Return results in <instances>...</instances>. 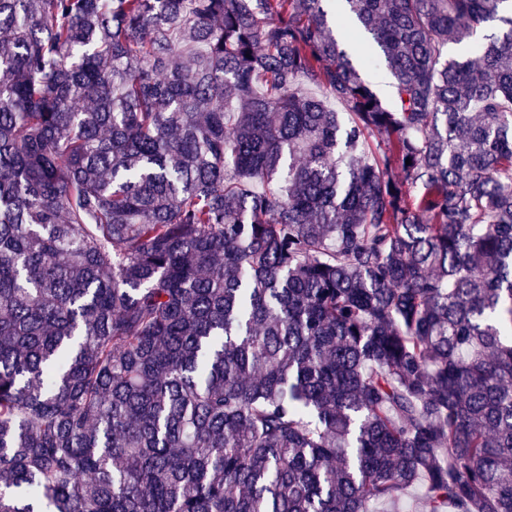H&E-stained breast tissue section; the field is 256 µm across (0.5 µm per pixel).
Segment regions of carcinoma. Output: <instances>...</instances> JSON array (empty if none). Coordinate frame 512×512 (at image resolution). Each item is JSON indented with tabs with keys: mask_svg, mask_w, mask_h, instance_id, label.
Instances as JSON below:
<instances>
[{
	"mask_svg": "<svg viewBox=\"0 0 512 512\" xmlns=\"http://www.w3.org/2000/svg\"><path fill=\"white\" fill-rule=\"evenodd\" d=\"M417 487L512 512V0H0V512ZM364 77L372 83L377 93L389 103L393 98L391 79L384 68H367L363 72Z\"/></svg>",
	"mask_w": 512,
	"mask_h": 512,
	"instance_id": "cac0c4a2",
	"label": "carcinoma"
}]
</instances>
